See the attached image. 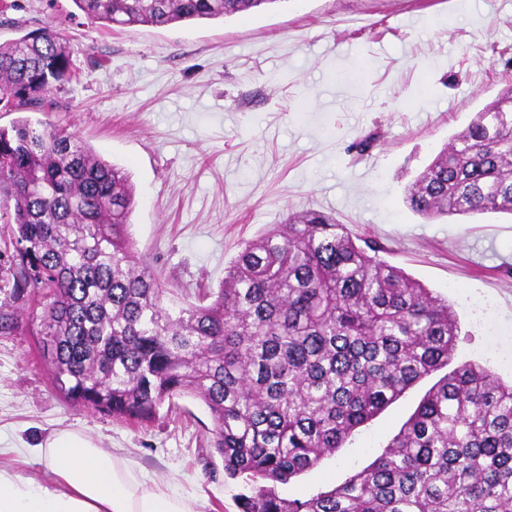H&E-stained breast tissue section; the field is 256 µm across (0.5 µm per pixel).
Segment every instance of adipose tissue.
<instances>
[{
    "label": "adipose tissue",
    "instance_id": "1",
    "mask_svg": "<svg viewBox=\"0 0 512 512\" xmlns=\"http://www.w3.org/2000/svg\"><path fill=\"white\" fill-rule=\"evenodd\" d=\"M45 481L0 468V512H193L184 496L147 476L86 435L59 432L38 448Z\"/></svg>",
    "mask_w": 512,
    "mask_h": 512
}]
</instances>
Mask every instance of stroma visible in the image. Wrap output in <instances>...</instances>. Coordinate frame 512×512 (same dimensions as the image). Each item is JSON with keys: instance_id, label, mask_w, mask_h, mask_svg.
Returning a JSON list of instances; mask_svg holds the SVG:
<instances>
[{"instance_id": "1", "label": "stroma", "mask_w": 512, "mask_h": 512, "mask_svg": "<svg viewBox=\"0 0 512 512\" xmlns=\"http://www.w3.org/2000/svg\"><path fill=\"white\" fill-rule=\"evenodd\" d=\"M44 27L66 42L73 72L52 87L45 119L129 174L130 232L169 287H218L245 242L289 211L319 210L448 300L460 325L453 365L512 381V216L429 221L404 201L414 175L512 80V0H277L242 17L114 29L73 0L0 7V43ZM371 134L373 148L358 153ZM432 383L276 493L306 499L370 464ZM211 426L191 397L146 424L69 406L27 322L0 335V467L21 477L45 470L25 448L78 431L194 512H239L247 487L206 452Z\"/></svg>"}]
</instances>
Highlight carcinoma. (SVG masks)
<instances>
[{
  "mask_svg": "<svg viewBox=\"0 0 512 512\" xmlns=\"http://www.w3.org/2000/svg\"><path fill=\"white\" fill-rule=\"evenodd\" d=\"M106 27L226 19L279 0H73ZM71 77L52 29L0 44V112H43ZM428 219L512 215V95L480 110L409 184ZM134 188L80 137L22 117L0 128V223L13 248L0 334L27 313L70 405L137 423L192 397L231 479L287 483L335 455L450 363L448 301L332 216L292 212L245 243L217 290L165 286L132 240ZM240 512H512V384L463 363L368 466L306 500L263 485Z\"/></svg>",
  "mask_w": 512,
  "mask_h": 512,
  "instance_id": "1",
  "label": "carcinoma"
}]
</instances>
